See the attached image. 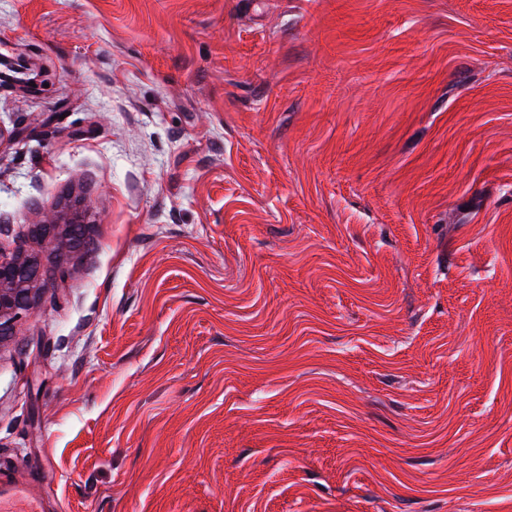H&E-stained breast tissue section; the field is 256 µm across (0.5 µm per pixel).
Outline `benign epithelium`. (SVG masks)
I'll use <instances>...</instances> for the list:
<instances>
[{
	"label": "benign epithelium",
	"mask_w": 512,
	"mask_h": 512,
	"mask_svg": "<svg viewBox=\"0 0 512 512\" xmlns=\"http://www.w3.org/2000/svg\"><path fill=\"white\" fill-rule=\"evenodd\" d=\"M79 222L77 213L66 220L51 217L33 225L38 249L7 253L0 248V347L16 336L19 320L38 303L46 285L43 255L72 248V225Z\"/></svg>",
	"instance_id": "benign-epithelium-1"
}]
</instances>
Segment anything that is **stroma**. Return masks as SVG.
<instances>
[{"label":"stroma","mask_w":512,"mask_h":512,"mask_svg":"<svg viewBox=\"0 0 512 512\" xmlns=\"http://www.w3.org/2000/svg\"><path fill=\"white\" fill-rule=\"evenodd\" d=\"M0 121L45 512H512V0H0ZM79 222L78 213L67 220L51 217L33 225L37 250L6 253L0 248V347L16 336L19 320L38 303L46 285L44 253L56 256L72 248V225Z\"/></svg>","instance_id":"obj_1"}]
</instances>
